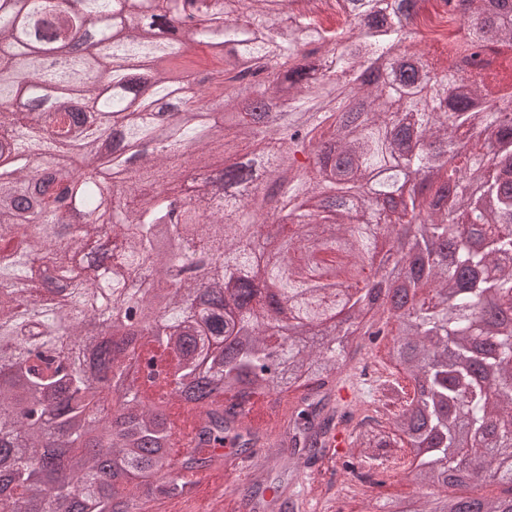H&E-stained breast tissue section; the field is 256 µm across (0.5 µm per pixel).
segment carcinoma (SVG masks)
Listing matches in <instances>:
<instances>
[{
	"mask_svg": "<svg viewBox=\"0 0 512 512\" xmlns=\"http://www.w3.org/2000/svg\"><path fill=\"white\" fill-rule=\"evenodd\" d=\"M315 2L0 0V102L19 99L0 116V363L15 368L0 378V512L180 502L228 438L255 458L250 498L285 475L301 488L340 428L348 475L413 454L411 512H512L507 488L436 495L494 483L512 457V72L495 95L482 57L512 49V0L451 6L475 33L455 48L485 71L474 81L414 48L419 0H343L353 33L318 25ZM200 46L220 67L183 65ZM402 226V283L351 287ZM228 292L234 307L197 312ZM382 334L393 371L357 421L338 376ZM84 335L109 392L64 353ZM160 353L199 412L193 448L168 445L175 421L140 398ZM300 389L280 442L240 419L245 397Z\"/></svg>",
	"mask_w": 512,
	"mask_h": 512,
	"instance_id": "carcinoma-1",
	"label": "carcinoma"
}]
</instances>
